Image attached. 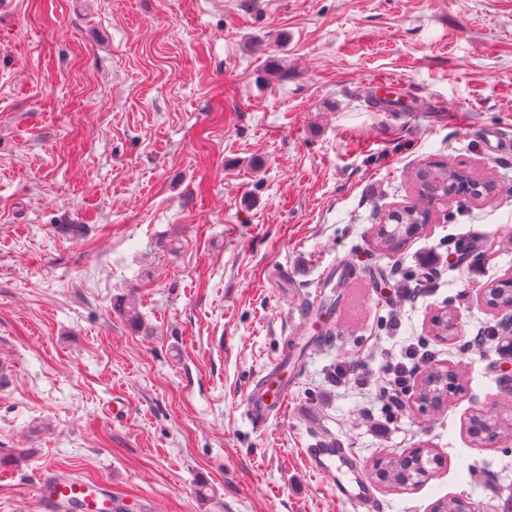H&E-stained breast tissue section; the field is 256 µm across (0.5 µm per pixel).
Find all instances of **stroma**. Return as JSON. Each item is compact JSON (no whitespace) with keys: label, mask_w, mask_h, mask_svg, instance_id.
Instances as JSON below:
<instances>
[{"label":"stroma","mask_w":512,"mask_h":512,"mask_svg":"<svg viewBox=\"0 0 512 512\" xmlns=\"http://www.w3.org/2000/svg\"><path fill=\"white\" fill-rule=\"evenodd\" d=\"M381 76L401 84L378 110ZM492 129L512 133V0H0V512H37L47 466L148 512H355L304 461L321 434L366 468L444 457L417 488L375 487L378 512H495L512 441L467 431L505 399L501 346L470 345L505 322L480 293L512 269V151L485 147ZM436 160L496 195L438 205L380 255L374 224ZM476 237L481 260L453 265ZM343 261L342 303L311 323ZM444 308L447 342L430 333ZM325 329L289 414L253 426L247 388ZM420 342L461 391L390 411L385 361ZM340 364L370 386L333 385Z\"/></svg>","instance_id":"1"}]
</instances>
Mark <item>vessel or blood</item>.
<instances>
[{
  "instance_id": "1",
  "label": "vessel or blood",
  "mask_w": 512,
  "mask_h": 512,
  "mask_svg": "<svg viewBox=\"0 0 512 512\" xmlns=\"http://www.w3.org/2000/svg\"><path fill=\"white\" fill-rule=\"evenodd\" d=\"M291 385L283 376L282 365H275L246 393V413L251 422L266 425L271 417L285 412ZM310 469L322 475L337 499L354 504L358 512H375L376 499L360 475L361 463L350 449L329 435L317 436L303 451ZM37 496L42 512H59L70 505L83 508L95 505L101 512H121L126 503L115 496L107 480L66 477L51 468L37 476Z\"/></svg>"
}]
</instances>
